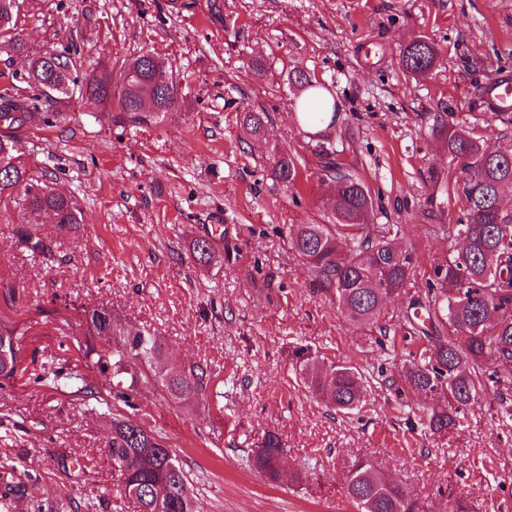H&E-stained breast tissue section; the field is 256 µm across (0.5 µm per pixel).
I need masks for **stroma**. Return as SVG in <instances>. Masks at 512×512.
<instances>
[{
	"label": "stroma",
	"mask_w": 512,
	"mask_h": 512,
	"mask_svg": "<svg viewBox=\"0 0 512 512\" xmlns=\"http://www.w3.org/2000/svg\"><path fill=\"white\" fill-rule=\"evenodd\" d=\"M209 0L169 10L167 0H27L18 31L29 51L77 47L84 72L120 74L154 53L180 91L177 107L141 123L77 102L53 125L18 133L33 175L72 197L79 224L43 223V252L17 235L22 199L0 202V315L18 325L22 378L0 389V471L27 484L0 512H73L97 497L100 512H129L105 454L110 420L91 402L37 383L44 363L93 378L74 340L85 310L103 307L114 327L158 336L165 358L206 368L198 396L172 398L150 368L127 379L132 418L164 437L192 484L198 512H357L346 481L358 460L402 482L413 512H512V391H487L480 406L435 434L424 402L400 378L421 347L400 320L435 265L457 247L461 172L438 129L475 127L489 144H512L494 120L484 84L512 72V0ZM440 55L423 78L399 64L416 36ZM307 68L336 102L319 133L295 118L289 81ZM264 112L262 138L240 127L242 109ZM296 155L295 185L272 176L278 152ZM335 153L375 200L374 225L396 224L414 276L374 322L353 325L314 293L292 241L300 224L332 221V184L320 155ZM211 240L219 261L189 254ZM310 349L325 364L349 362L368 377L357 413L327 407L295 369ZM286 450L294 480L272 482L248 458L267 433ZM91 459L65 474L58 450Z\"/></svg>",
	"instance_id": "1"
}]
</instances>
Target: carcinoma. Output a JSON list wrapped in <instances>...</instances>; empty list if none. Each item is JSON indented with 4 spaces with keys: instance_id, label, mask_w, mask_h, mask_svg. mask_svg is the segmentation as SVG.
Instances as JSON below:
<instances>
[{
    "instance_id": "1",
    "label": "carcinoma",
    "mask_w": 512,
    "mask_h": 512,
    "mask_svg": "<svg viewBox=\"0 0 512 512\" xmlns=\"http://www.w3.org/2000/svg\"><path fill=\"white\" fill-rule=\"evenodd\" d=\"M25 0H0V50L21 52L16 35L17 22ZM439 50L424 36L411 40L400 52V66L414 75H424L436 64ZM83 61L75 48L61 53H34L24 77L31 91L0 94V201L23 194L31 223L43 215L57 224H77L78 209L72 199L56 192L47 182L28 173L26 163L15 149L14 132L40 120L50 124L57 113L45 109L63 105L77 97L96 107H115L140 123L148 112H168L178 101V88L170 82L158 88L155 78L163 75L158 62L144 54L123 67L121 81L112 83L106 70L79 77ZM303 95L305 117L316 120L329 103L317 82L297 66L289 77ZM242 125L257 137L264 129L262 113L245 110ZM448 159L460 168L462 205L457 222L448 225L463 245L437 265L422 300L411 304L406 315L407 334L423 339L427 346L417 359L404 364L401 377L421 394L439 392L453 403V412L434 407L424 418L428 428L441 432L455 424L454 414L472 408L487 391V382L509 387L511 381L499 378V371L483 372L493 360L512 365V211L502 206L506 190L512 191V149L494 147L474 129L459 124L448 126ZM324 172L335 190L326 206L331 224H301L295 231L294 249L308 266L316 291L334 300L348 321L370 323L382 306L401 293L415 268L412 254L403 251L391 232L370 230L374 208L369 187L356 175L333 162ZM273 176L290 185L298 179L294 154L277 156ZM191 256L200 265L216 259L207 239L192 244ZM17 324L0 317V379L14 378L19 357L15 336ZM86 353L95 354L94 365L101 375L100 386L81 384L75 376H40L38 381L55 387L60 380L76 387L75 393L110 406L114 398L129 403L121 389L131 370L157 365V374L175 398H189L209 383L201 366L178 368L163 360L159 339L143 331L116 332L112 314L98 308L85 314ZM301 372L309 388L339 411L355 412L366 402L367 385L360 369L351 364L323 366L308 356L300 360ZM107 455L120 473L124 494L136 512H195L186 474L173 449L161 438L130 418L112 419V438ZM285 450L273 433L251 455L252 468L270 481L285 473ZM58 470L82 472L87 463L67 452L54 454ZM348 496L358 512H410L405 488L381 476L373 466L359 461L347 478Z\"/></svg>"
}]
</instances>
